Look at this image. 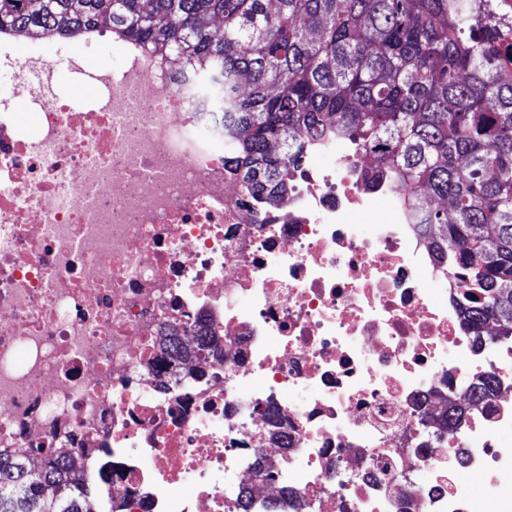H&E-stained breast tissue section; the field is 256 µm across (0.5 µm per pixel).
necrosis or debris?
Segmentation results:
<instances>
[{"label": "necrosis or debris", "instance_id": "1", "mask_svg": "<svg viewBox=\"0 0 512 512\" xmlns=\"http://www.w3.org/2000/svg\"><path fill=\"white\" fill-rule=\"evenodd\" d=\"M109 41L65 42L79 108L0 32L36 119L0 104V451L70 449L112 512H512V341L464 327L411 194L326 138L279 200L245 196L206 90ZM489 376L491 409L442 428Z\"/></svg>", "mask_w": 512, "mask_h": 512}]
</instances>
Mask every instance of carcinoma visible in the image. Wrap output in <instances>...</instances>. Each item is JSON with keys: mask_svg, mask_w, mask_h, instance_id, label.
<instances>
[{"mask_svg": "<svg viewBox=\"0 0 512 512\" xmlns=\"http://www.w3.org/2000/svg\"><path fill=\"white\" fill-rule=\"evenodd\" d=\"M106 29L179 81L205 78L224 171L282 197L304 141L331 131L366 187L416 197L432 247L464 273L467 325L512 338V5L507 0H0V31ZM250 77L240 92L238 77ZM495 396L485 379L466 397ZM63 453L0 457V512H105Z\"/></svg>", "mask_w": 512, "mask_h": 512, "instance_id": "cac0c4a2", "label": "carcinoma"}]
</instances>
